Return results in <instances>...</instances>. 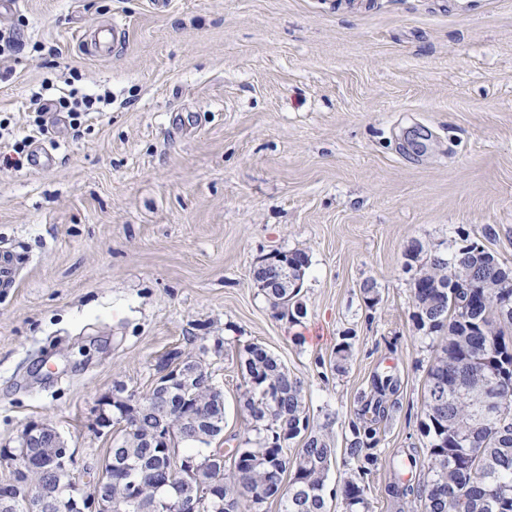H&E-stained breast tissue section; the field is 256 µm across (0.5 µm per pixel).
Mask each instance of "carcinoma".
<instances>
[{"label": "carcinoma", "mask_w": 512, "mask_h": 512, "mask_svg": "<svg viewBox=\"0 0 512 512\" xmlns=\"http://www.w3.org/2000/svg\"><path fill=\"white\" fill-rule=\"evenodd\" d=\"M414 284V316L428 334L445 333L447 343L428 372L424 396V436L429 438L431 477L421 486L395 482L388 488L397 502L410 496L422 512H512V268L477 243L452 254L434 252ZM272 307L288 312L294 322L306 315L299 290L266 288ZM245 391L240 406L254 422L255 437L229 449L231 465L212 458L211 441L195 442L181 435L184 457L193 461L202 482L218 486L208 512H261L273 499L282 512H326L325 496L336 449L322 435L309 430L304 411L303 381L263 346L244 348ZM494 380L488 396L494 403L461 396ZM398 386L391 373L373 375L369 391L358 395L359 408L351 422L346 453L360 463L361 472L378 468L382 424L397 410ZM179 405L205 412L216 407L207 395L175 388ZM166 408L142 413L138 428L147 430L159 420L173 421ZM302 438L296 457L288 445ZM159 448H149L138 434L124 432L112 444L113 477L126 467L128 480L112 481V512H180L178 490L153 480L166 466ZM15 512H25L26 501L38 492V483L15 471ZM140 485L138 500L128 501L127 481ZM347 512H366L365 486L347 481L341 487ZM222 509H217L218 505Z\"/></svg>", "instance_id": "1"}]
</instances>
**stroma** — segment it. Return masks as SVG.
<instances>
[{
	"label": "stroma",
	"mask_w": 512,
	"mask_h": 512,
	"mask_svg": "<svg viewBox=\"0 0 512 512\" xmlns=\"http://www.w3.org/2000/svg\"><path fill=\"white\" fill-rule=\"evenodd\" d=\"M111 19L124 43L93 54L88 28ZM1 30L23 45L0 56L17 136L32 93L71 74L112 103L40 138L51 166L0 163V257L17 266L0 288V448L49 423L92 492L122 435L100 429L102 403L143 399L174 349L223 389L227 448L252 433L240 357L257 343L303 381L336 450L327 512H345L347 480L370 512H398L388 485L429 477L424 394L446 343L413 319L406 249L468 240L512 267V0H19ZM294 250L310 259L297 324L253 279ZM383 370L401 409L365 475L345 448ZM411 453L417 468L395 473Z\"/></svg>",
	"instance_id": "35a3bbf8"
}]
</instances>
